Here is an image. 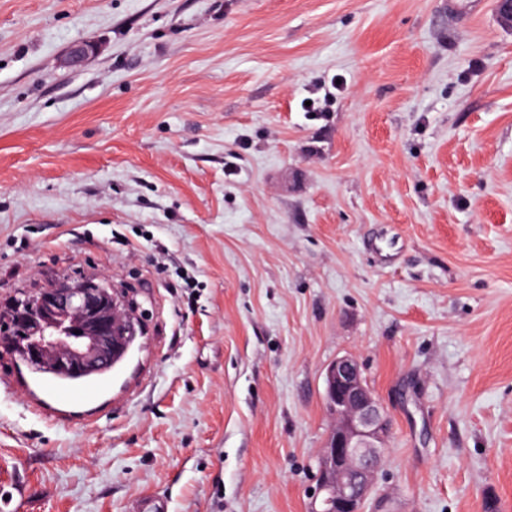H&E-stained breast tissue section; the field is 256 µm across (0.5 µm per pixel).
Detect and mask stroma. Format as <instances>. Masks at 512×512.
Instances as JSON below:
<instances>
[{
	"instance_id": "obj_1",
	"label": "stroma",
	"mask_w": 512,
	"mask_h": 512,
	"mask_svg": "<svg viewBox=\"0 0 512 512\" xmlns=\"http://www.w3.org/2000/svg\"><path fill=\"white\" fill-rule=\"evenodd\" d=\"M57 275L148 334L66 426L0 349L22 512H307L346 354L392 420L366 512H512L497 0H0V302Z\"/></svg>"
}]
</instances>
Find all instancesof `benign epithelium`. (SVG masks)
<instances>
[{"label":"benign epithelium","instance_id":"7a95c632","mask_svg":"<svg viewBox=\"0 0 512 512\" xmlns=\"http://www.w3.org/2000/svg\"><path fill=\"white\" fill-rule=\"evenodd\" d=\"M95 44H74L64 64L81 67ZM5 332L25 336L23 365L61 380L103 377L124 364L143 336L137 307L103 281L63 276L24 307H0ZM324 402L331 431L318 460L309 512H364L389 447L391 422L367 384L356 357L343 355L325 369Z\"/></svg>","mask_w":512,"mask_h":512}]
</instances>
